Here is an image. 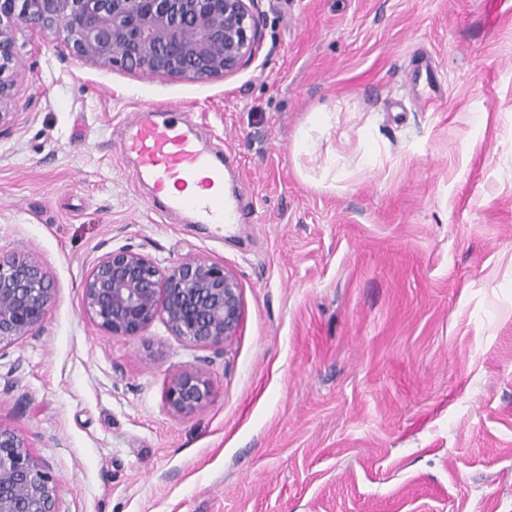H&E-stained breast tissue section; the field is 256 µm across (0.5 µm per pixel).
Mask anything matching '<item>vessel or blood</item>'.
<instances>
[{
    "label": "vessel or blood",
    "mask_w": 512,
    "mask_h": 512,
    "mask_svg": "<svg viewBox=\"0 0 512 512\" xmlns=\"http://www.w3.org/2000/svg\"><path fill=\"white\" fill-rule=\"evenodd\" d=\"M123 150L138 162L134 181H151L159 216L185 209L204 224L242 223L238 207L224 194L223 163L200 147L183 113L172 110L161 118L153 106H143Z\"/></svg>",
    "instance_id": "vessel-or-blood-1"
}]
</instances>
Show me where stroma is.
<instances>
[{
	"instance_id": "1",
	"label": "stroma",
	"mask_w": 512,
	"mask_h": 512,
	"mask_svg": "<svg viewBox=\"0 0 512 512\" xmlns=\"http://www.w3.org/2000/svg\"><path fill=\"white\" fill-rule=\"evenodd\" d=\"M258 13L259 55L209 82L19 30L0 252L36 254L55 299L0 347V427L52 469L59 512H512V0ZM144 102L189 114L250 223L154 214L123 152ZM122 247L224 264L235 336L103 335L82 285ZM195 368L208 401L171 413ZM209 397V386L203 373L185 371L175 376L167 389L166 401L175 414H191L204 406Z\"/></svg>"
}]
</instances>
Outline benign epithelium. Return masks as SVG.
I'll use <instances>...</instances> for the list:
<instances>
[{
    "label": "benign epithelium",
    "mask_w": 512,
    "mask_h": 512,
    "mask_svg": "<svg viewBox=\"0 0 512 512\" xmlns=\"http://www.w3.org/2000/svg\"><path fill=\"white\" fill-rule=\"evenodd\" d=\"M257 0H0V126L14 113L13 82L3 78L20 25L61 38L75 55L100 64L188 80L225 77L260 50ZM54 301L50 275L34 254H0V346L29 336ZM82 303L105 336L137 337L156 320L180 340L222 348L242 311L235 275L193 259L160 266L131 248L100 258ZM203 373L175 376L166 401L175 414L204 406ZM0 512H58V479L26 439L0 428Z\"/></svg>",
    "instance_id": "benign-epithelium-1"
}]
</instances>
